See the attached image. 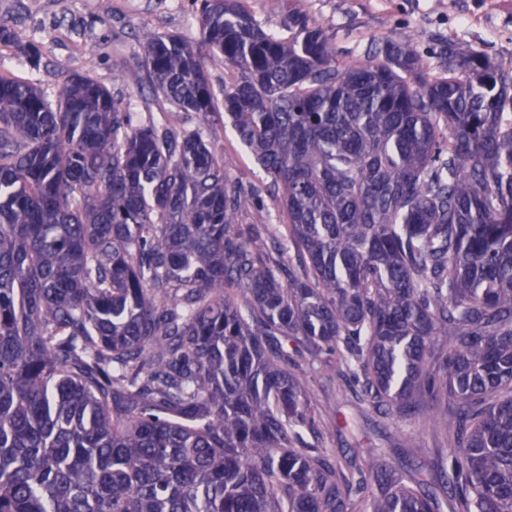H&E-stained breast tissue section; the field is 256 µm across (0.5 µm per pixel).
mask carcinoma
I'll list each match as a JSON object with an SVG mask.
<instances>
[{"label": "carcinoma", "mask_w": 512, "mask_h": 512, "mask_svg": "<svg viewBox=\"0 0 512 512\" xmlns=\"http://www.w3.org/2000/svg\"><path fill=\"white\" fill-rule=\"evenodd\" d=\"M193 15L124 82L197 130L88 73L53 99L0 73V512H512V71L439 44L432 79L406 39L343 64L242 0ZM226 119L267 182L203 135ZM330 364L361 406L430 412L444 496L319 447L305 376Z\"/></svg>", "instance_id": "carcinoma-1"}]
</instances>
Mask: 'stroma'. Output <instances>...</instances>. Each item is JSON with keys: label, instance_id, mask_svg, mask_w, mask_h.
Instances as JSON below:
<instances>
[{"label": "stroma", "instance_id": "35a3bbf8", "mask_svg": "<svg viewBox=\"0 0 512 512\" xmlns=\"http://www.w3.org/2000/svg\"><path fill=\"white\" fill-rule=\"evenodd\" d=\"M264 29L288 38V16L307 15L333 38L339 60L362 58L373 43L413 39L420 49L453 43L460 56L481 51L493 63L512 64V0H284L270 12L266 0H243ZM26 32L42 54L41 86L55 93L70 72H87L131 102L143 120L164 121L165 109L149 87L126 85L124 76L144 58L142 34L177 32L199 37L191 0H0V27ZM234 161L233 179L265 181L264 170L230 133L214 140ZM310 398L331 423L321 439L339 462L359 458L410 480L425 472L441 491L430 467L447 445L438 423L427 413L384 416L361 407L350 392L336 391L317 376L307 380Z\"/></svg>", "mask_w": 512, "mask_h": 512}]
</instances>
